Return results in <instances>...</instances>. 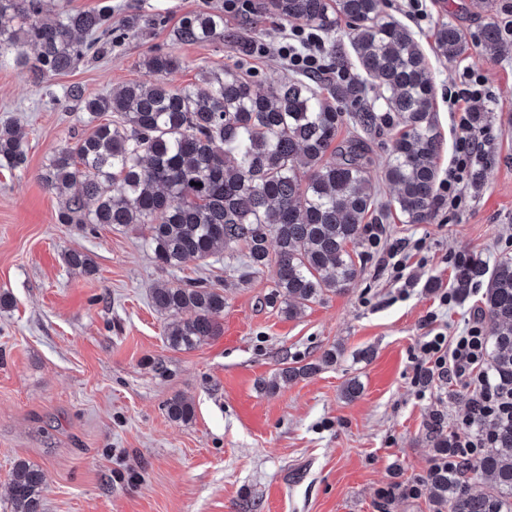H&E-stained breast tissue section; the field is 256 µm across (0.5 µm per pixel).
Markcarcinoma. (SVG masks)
Returning <instances> with one entry per match:
<instances>
[{"mask_svg":"<svg viewBox=\"0 0 512 512\" xmlns=\"http://www.w3.org/2000/svg\"><path fill=\"white\" fill-rule=\"evenodd\" d=\"M50 0H0V65L23 66L27 48L37 52L42 73L67 72L88 56L119 43L112 29V5L96 10L60 8L45 16ZM286 19L304 18L331 34L334 23H350L349 44L356 66L379 82L387 111L366 106L349 120L364 130L400 126L392 141L384 177L397 189L400 210L413 224L428 222L437 204L442 142L433 119V76L414 34L394 18L382 17L378 0H272ZM224 30V17L193 13L183 17L176 39L205 42ZM501 34L484 30L483 48L494 52ZM436 51L464 54L467 43L454 26L437 31ZM167 77L182 62L171 52L144 59ZM366 87L339 82L324 87L316 77H289L264 88L254 76L228 68L205 70L201 83L132 82L106 95L87 96L80 85L63 91L85 115L91 132L57 150L41 180L59 194L75 184L80 193L58 208L60 224H107L144 229L155 262L175 269L188 260L244 249L243 264L256 274L277 266L267 301L280 303L288 317L327 292L342 293L361 273L349 245L363 239V224L375 207L378 188L368 170L367 144L357 136L337 141L343 113L336 99L365 97ZM106 114L108 122L100 121ZM27 154L22 134L0 126V168L22 171ZM275 252H270V243ZM66 264L96 273L93 259L79 250ZM484 284L482 314L493 325L488 350L496 385L512 392V257L489 268L469 259L457 270L460 295ZM156 309L172 317L169 347L186 351L218 336L224 289L203 281L164 283L151 292ZM336 352L299 366H285L263 389L310 377L334 361ZM173 422L187 423L194 405L180 395L166 404ZM490 447L461 470L433 465L422 483L431 512H512V416L492 423ZM428 434L440 458L455 452L454 437L433 417ZM482 476L488 489L472 493L469 480ZM46 473L17 462L9 484V512H41Z\"/></svg>","mask_w":512,"mask_h":512,"instance_id":"carcinoma-1","label":"carcinoma"}]
</instances>
